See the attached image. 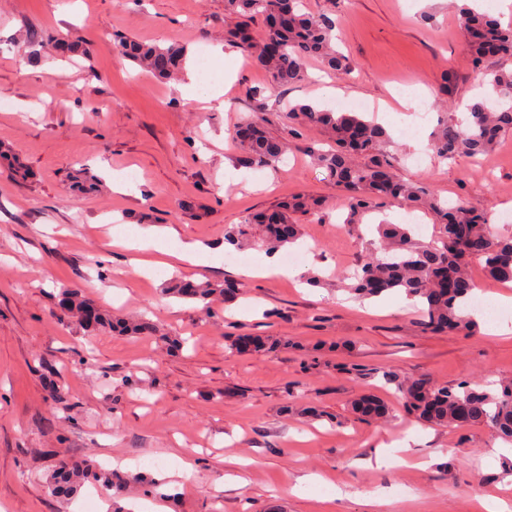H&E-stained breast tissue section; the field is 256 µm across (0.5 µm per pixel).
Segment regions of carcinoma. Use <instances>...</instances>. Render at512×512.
I'll return each instance as SVG.
<instances>
[{"instance_id":"carcinoma-1","label":"carcinoma","mask_w":512,"mask_h":512,"mask_svg":"<svg viewBox=\"0 0 512 512\" xmlns=\"http://www.w3.org/2000/svg\"><path fill=\"white\" fill-rule=\"evenodd\" d=\"M300 0H224V10L241 18L239 24L224 30L225 41L247 48L255 63L267 74L266 88L247 92L253 110H268V96L279 88H289L307 79L305 61L317 58L323 68L336 77L354 69L353 61L333 42L336 23L328 17L302 12ZM457 17L465 35L464 49L472 64L480 66L487 57H512V24L504 25L488 10H476L469 0L456 5ZM261 16L265 24L260 39L252 36L250 20ZM29 47L42 52L65 50L64 43L50 34L30 38ZM122 57L158 78H169L183 64L186 51L177 44L161 46L134 38L117 37ZM489 92L469 102L463 117L441 121L430 146L434 154L454 161L459 157L482 160L493 152L500 135L512 131V73L495 72L489 79ZM302 119L306 125L325 130L336 143L330 151L311 150L313 159L345 192L343 206L348 223L377 208L387 200L415 208L427 206L436 216L438 232L426 244L415 241L407 224H380L379 238L384 243L383 256H371L359 267L355 291L365 297L403 294L420 306L422 328L432 334L447 330L472 333L475 322L465 314L474 289L469 261H481L486 273L500 282H512V236H502L490 227L487 214L473 207L450 205L429 195L426 188L394 177L387 151L389 135L379 124L355 112L296 104L288 110V121ZM234 138L243 149L240 163L248 167H273L281 159L285 144L268 135L252 119L241 123ZM363 162L354 164L350 155ZM321 201L298 197L274 212L276 220L258 218L265 225L262 245L270 250L281 248L298 236L296 213H315ZM224 239L239 246L247 243L246 225L225 228ZM177 298L209 307L217 295L228 293L225 287L206 283L178 281L171 288ZM59 301L63 310L78 317L94 330H120L129 334H151L147 321H114L86 301L79 289L62 287ZM383 378L395 387L403 400L404 412L417 421L437 426L483 424L495 437L512 443V382L491 391L479 384L462 381L454 387L435 385L426 379L406 381L393 372ZM353 411L362 420L386 418L390 410L374 397H359ZM105 488L121 491L125 481L110 473L96 472L87 465L62 462L52 475L49 488L59 498L72 496L87 479Z\"/></svg>"}]
</instances>
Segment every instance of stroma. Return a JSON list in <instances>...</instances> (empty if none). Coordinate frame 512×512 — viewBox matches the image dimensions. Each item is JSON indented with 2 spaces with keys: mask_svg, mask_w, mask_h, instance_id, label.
I'll use <instances>...</instances> for the list:
<instances>
[{
  "mask_svg": "<svg viewBox=\"0 0 512 512\" xmlns=\"http://www.w3.org/2000/svg\"><path fill=\"white\" fill-rule=\"evenodd\" d=\"M302 8L337 21L336 43L355 69L331 78L309 59L308 81L273 92L265 114L266 130L288 147L282 164L247 169L229 184L225 168L241 154L232 135L251 114L247 91L267 77L246 50L225 44L236 19L224 0H0V147L8 154L0 161V512H79L91 494L97 512H133L146 480L186 457L194 467L165 480L162 512H366L369 496L384 499L376 512H474L471 484L512 487V457L486 459L488 427L415 422L382 378L390 370L492 389L512 380V305L499 302L512 285L471 260L475 287L500 313L480 316L470 334L424 331L401 296L357 295L372 224L414 220L427 242L436 220L387 202L346 223L341 191L308 156L327 148L326 133L288 131L289 106L317 101L329 85L334 110L388 130L396 177L483 210L494 231L512 234V132L478 164L441 160L429 146L441 116H461L483 93L484 73L511 71L512 59L474 67L449 0H303ZM36 32L77 41L82 52L30 54ZM112 32L184 45V74L161 80L141 71L116 52ZM191 78L222 89V102L183 99ZM403 83L426 98L414 137L398 132ZM116 171L134 173L128 192H113ZM303 193L322 198L324 210L296 217L312 246L299 277L241 279L240 269L267 251L227 249L203 278L238 289L207 311L165 293L174 278H190L188 267L132 278L131 253L112 244L157 225L172 228L169 248L218 246L226 225ZM64 285L106 313L150 319L160 335L87 330L61 316ZM254 335L284 344L270 353L231 348L232 338ZM363 393L380 397L390 418L355 419L350 404ZM305 406L324 417H307ZM401 426L426 467L376 459ZM67 458L106 470L126 461L130 482L119 496L88 484L59 500L48 479ZM313 473L328 487L298 492Z\"/></svg>",
  "mask_w": 512,
  "mask_h": 512,
  "instance_id": "1",
  "label": "stroma"
}]
</instances>
